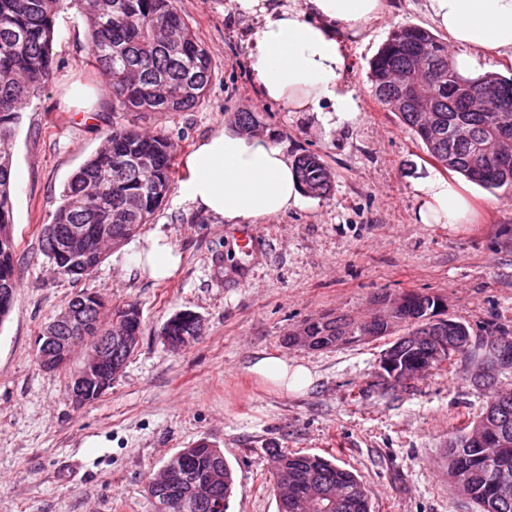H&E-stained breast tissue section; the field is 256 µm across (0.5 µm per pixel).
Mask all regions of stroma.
<instances>
[{"mask_svg": "<svg viewBox=\"0 0 512 512\" xmlns=\"http://www.w3.org/2000/svg\"><path fill=\"white\" fill-rule=\"evenodd\" d=\"M209 53L214 78L185 112H116L103 80L82 66L84 24L76 7L56 18L57 63L22 114L13 146L15 276L0 324V512H154L145 480L198 440L222 448L235 474L228 512H277L269 449L336 458L371 492L372 512H477L448 480L442 452L456 427L478 420L488 395L463 362L393 389L379 376L385 340L323 350L282 340L324 314L363 319L376 296H441L449 316L476 327L512 326V201L467 183L466 224H423L418 179H453L371 91L369 62L397 26L432 28L425 0H386L367 40H343V82L359 98L357 124L325 130L314 116L264 100L248 66L259 19L237 0H177ZM251 112L289 156L313 152L334 175L329 196H302L288 214L254 222L242 254L237 227L182 194L195 146ZM164 132L179 175L138 237L109 250L91 276L57 272L43 231L72 173L104 145L113 125ZM160 234L181 256L173 277L131 269L142 237ZM108 306L138 302V348L95 402L73 407L69 373L43 369L36 338L77 294ZM200 316L203 333L182 351L162 326L175 313ZM262 355L310 367V388L283 393L249 367Z\"/></svg>", "mask_w": 512, "mask_h": 512, "instance_id": "stroma-1", "label": "stroma"}]
</instances>
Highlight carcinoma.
<instances>
[{"label":"carcinoma","mask_w":512,"mask_h":512,"mask_svg":"<svg viewBox=\"0 0 512 512\" xmlns=\"http://www.w3.org/2000/svg\"><path fill=\"white\" fill-rule=\"evenodd\" d=\"M73 4L83 17L88 37L84 60L89 72L105 77L114 112H184L205 97L213 79L212 61L177 8V0H0V323L11 312L17 288L13 237L14 194L12 148L22 111L48 82L56 64L55 19ZM425 50L420 81L436 100L432 112H417L405 103L398 107L402 85L397 72L410 70L414 54ZM372 91L425 145L432 159L446 170L488 190L512 197V79L497 74L478 77L459 73L450 62L447 45L430 30L407 24L394 29L369 63ZM234 120L249 135L260 127L250 112H237ZM302 190L324 197L331 189V173L315 153L295 159ZM179 174L174 144L162 132L146 134L134 127L114 125L105 146L71 175L52 224L65 231L86 224L89 236L74 250L48 255L59 272L78 281L88 277L103 259V241L118 248L136 236L167 198ZM376 302L386 306L371 324L347 316H324L304 323L288 334L285 343L297 346L295 337H307L305 347L327 349L354 344L364 336L381 338L403 332L407 340L395 358L403 371L419 362L439 369L454 358L469 366L481 364L483 346L500 339L512 340V328L493 320L479 330L448 318V349L439 355L421 339L431 327L438 295L408 292L396 299ZM75 316L84 320L102 312L100 324H122L129 334H141L138 304L106 308L92 292H82L70 302ZM200 318L179 311L161 328L162 336H192ZM469 336L473 345L455 346L454 337ZM512 371L493 382L471 381L490 393L485 412L473 426L448 436L445 458L448 479L477 505L478 512H512V484L495 482L494 474L512 475ZM187 480L171 487L173 505L154 499L156 512H214L191 491V483L211 480L219 470L224 481L217 497L229 509L234 474L224 450L204 440L182 449ZM280 465L273 475L275 489L288 484V496L278 495V512H301L293 498L322 494L320 507L307 512H371L370 491L353 471L320 455L285 453L270 449Z\"/></svg>","instance_id":"cac0c4a2"}]
</instances>
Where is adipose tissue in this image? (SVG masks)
I'll return each instance as SVG.
<instances>
[{
    "mask_svg": "<svg viewBox=\"0 0 512 512\" xmlns=\"http://www.w3.org/2000/svg\"><path fill=\"white\" fill-rule=\"evenodd\" d=\"M436 27L454 48L458 71L472 73L482 61H512V0H425ZM241 11L261 17L249 54L252 79L263 99L289 112H310L325 128L358 122V101L342 82L346 58L340 39L365 37L385 11L384 0H238ZM191 176L183 195L228 224L286 214L300 203L295 169L284 148L270 138L225 125L189 156ZM418 211L423 224H464L470 204L464 187L440 176L420 182ZM180 257L167 238L147 237L134 267L154 279L173 275ZM253 374L282 392L314 382L305 365L272 356L258 358Z\"/></svg>",
    "mask_w": 512,
    "mask_h": 512,
    "instance_id": "obj_1",
    "label": "adipose tissue"
}]
</instances>
